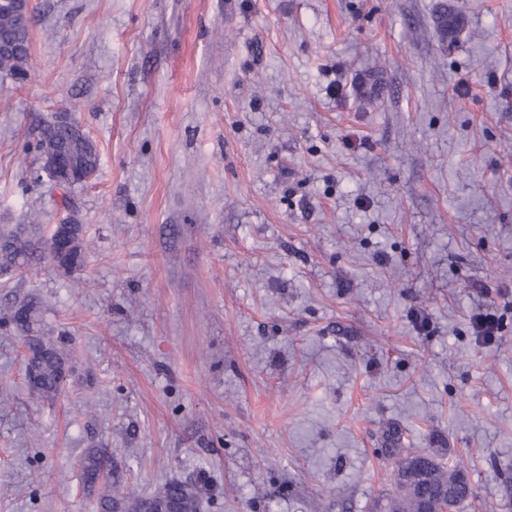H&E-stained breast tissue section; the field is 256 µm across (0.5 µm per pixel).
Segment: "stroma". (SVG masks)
I'll return each instance as SVG.
<instances>
[{
	"label": "stroma",
	"mask_w": 512,
	"mask_h": 512,
	"mask_svg": "<svg viewBox=\"0 0 512 512\" xmlns=\"http://www.w3.org/2000/svg\"><path fill=\"white\" fill-rule=\"evenodd\" d=\"M30 5L0 225H85L86 263L0 278V512H99L91 448L196 512H369L424 452L456 512H512V0ZM62 112L99 150L66 191L34 150ZM33 296L53 397L8 321ZM10 321L23 339L24 348L33 352L32 369L36 377L33 391L41 396L59 393L65 379L70 355L69 341L62 336H45L41 329V305L35 299L19 304ZM474 328L485 342H491L499 331V322L493 305L487 306L483 312L474 318Z\"/></svg>",
	"instance_id": "35a3bbf8"
}]
</instances>
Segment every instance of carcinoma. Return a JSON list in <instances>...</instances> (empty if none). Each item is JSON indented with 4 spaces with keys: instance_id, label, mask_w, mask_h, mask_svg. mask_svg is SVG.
Returning a JSON list of instances; mask_svg holds the SVG:
<instances>
[{
    "instance_id": "obj_1",
    "label": "carcinoma",
    "mask_w": 512,
    "mask_h": 512,
    "mask_svg": "<svg viewBox=\"0 0 512 512\" xmlns=\"http://www.w3.org/2000/svg\"><path fill=\"white\" fill-rule=\"evenodd\" d=\"M31 24L22 25L12 9V0L0 3V38L7 37L24 45L14 54L0 55V72L16 78L26 75L31 42ZM35 150L43 162L63 154L85 176L96 173L99 153L91 138L81 129L69 130L51 120L46 122L36 142ZM74 245L71 263L80 268L85 256L82 247L85 228L72 227ZM52 236L43 234L38 224L0 226V277L13 276L23 271L40 254H50ZM10 321L22 335L24 347L33 352L32 369L36 377L33 391L41 396H53L61 390L68 365L70 344L65 338L47 336L41 329V305L35 299L19 304L11 313ZM110 464L103 449L90 451L82 463V479L91 491L101 488L100 512H195L196 483L193 481L169 484L159 496L129 501V497L114 491V474L103 472ZM396 494L377 500L372 512H428L444 501L448 512L473 496L469 480L462 469L446 470L429 454H416L402 459L395 474Z\"/></svg>"
}]
</instances>
